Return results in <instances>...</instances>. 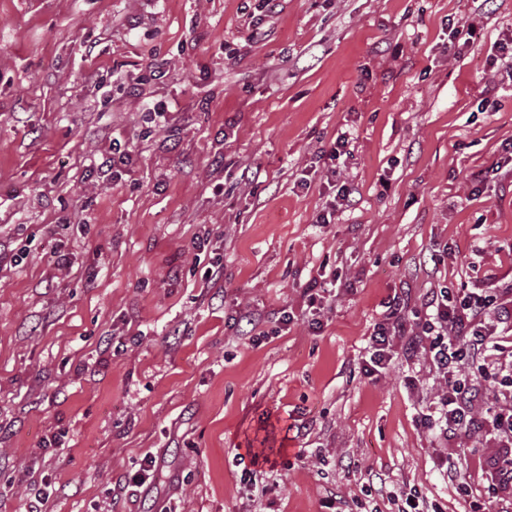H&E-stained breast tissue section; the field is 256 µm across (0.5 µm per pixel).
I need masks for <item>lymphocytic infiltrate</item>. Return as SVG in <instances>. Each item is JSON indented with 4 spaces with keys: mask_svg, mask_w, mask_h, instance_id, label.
Masks as SVG:
<instances>
[{
    "mask_svg": "<svg viewBox=\"0 0 512 512\" xmlns=\"http://www.w3.org/2000/svg\"><path fill=\"white\" fill-rule=\"evenodd\" d=\"M403 353L423 349L444 385L420 419L440 439L490 427L499 450L487 461L491 479L476 486L468 469L449 466L446 476L470 512H482L484 501L512 497V299L493 288L462 292L432 290L419 309L389 305L375 324L363 361L367 376L382 374L393 359L394 347ZM498 400L489 405L487 393ZM485 404L482 420L473 409Z\"/></svg>",
    "mask_w": 512,
    "mask_h": 512,
    "instance_id": "obj_1",
    "label": "lymphocytic infiltrate"
}]
</instances>
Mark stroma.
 <instances>
[{"label":"stroma","instance_id":"obj_1","mask_svg":"<svg viewBox=\"0 0 512 512\" xmlns=\"http://www.w3.org/2000/svg\"><path fill=\"white\" fill-rule=\"evenodd\" d=\"M511 32L512 0H0V512L41 479L50 512H390L374 480L467 512L441 466L480 435L419 427L423 355L362 360L393 298L512 287ZM353 194L351 187L347 184L346 181H342L341 186L337 190V194L334 197V200L329 203L328 212L322 213L318 222L320 224H330L335 218V215L343 209V207H348L350 204V196ZM145 465L141 473H137L132 477L123 476L118 484V493L120 495H128L129 498L137 497V493H142L148 489L154 479L157 470L156 460L151 456L145 457ZM142 489V490H140Z\"/></svg>","mask_w":512,"mask_h":512}]
</instances>
